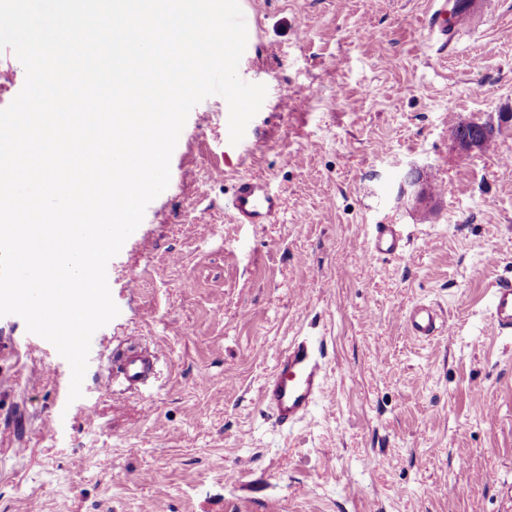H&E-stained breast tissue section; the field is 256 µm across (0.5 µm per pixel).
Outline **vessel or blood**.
<instances>
[{"instance_id":"1","label":"vessel or blood","mask_w":512,"mask_h":512,"mask_svg":"<svg viewBox=\"0 0 512 512\" xmlns=\"http://www.w3.org/2000/svg\"><path fill=\"white\" fill-rule=\"evenodd\" d=\"M482 0H470L468 7L449 14L448 0H433L430 25L440 38H447L449 28L473 27ZM281 208L279 197L268 182L260 178H244L238 183L230 205V217L236 224H265ZM401 235L394 225L382 224L372 242L376 253H390L401 245ZM491 319L499 331L512 332V281L501 280L489 291ZM413 335L429 337L447 327L437 310L428 304L414 305L405 315ZM153 353L129 347L120 357L117 376L129 388L146 385L155 372ZM326 365L324 344L307 338L292 341L280 354L272 372L264 382L260 405L275 423L288 429L304 419L313 405L326 398Z\"/></svg>"}]
</instances>
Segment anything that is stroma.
Wrapping results in <instances>:
<instances>
[{"label": "stroma", "instance_id": "stroma-1", "mask_svg": "<svg viewBox=\"0 0 512 512\" xmlns=\"http://www.w3.org/2000/svg\"><path fill=\"white\" fill-rule=\"evenodd\" d=\"M429 2L240 0L238 72L267 96L236 145L222 96L191 110L107 265L120 313L81 398L56 348L0 317V512H512V334L487 301L512 279V0L444 49ZM476 118L501 135L457 154L449 126ZM243 176L281 196L275 223L230 221ZM380 224L399 253L370 254ZM418 303L448 332L413 336ZM296 337L324 341L332 399L287 430L258 399ZM131 340L160 357L138 390L112 382Z\"/></svg>", "mask_w": 512, "mask_h": 512}]
</instances>
